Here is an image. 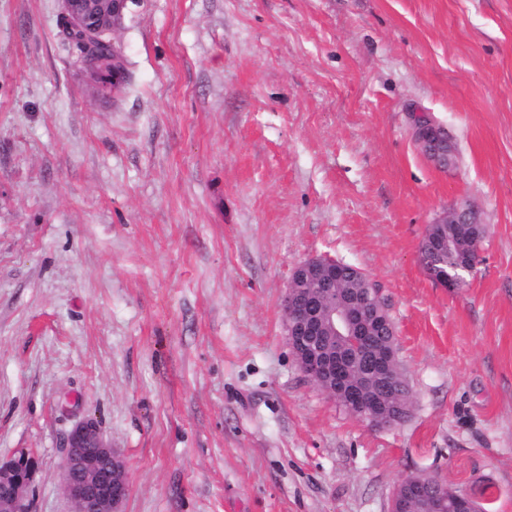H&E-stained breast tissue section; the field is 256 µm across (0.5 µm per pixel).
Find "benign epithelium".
<instances>
[{
    "mask_svg": "<svg viewBox=\"0 0 512 512\" xmlns=\"http://www.w3.org/2000/svg\"><path fill=\"white\" fill-rule=\"evenodd\" d=\"M60 17L85 36L93 23L122 14L127 0H60ZM82 70L101 90L106 64L98 57L80 61ZM415 140L422 150L440 163L448 162V131L429 117L414 119ZM443 224H478L477 213L465 203L441 220ZM344 263L331 258L311 257L294 270L285 296L287 339L300 369L331 397H336L348 370L341 355L364 342L374 345L381 369L390 373L391 387L377 382L372 399L365 402L349 395L344 406L355 416L378 429L392 428L410 414L396 388L407 385L395 351V325L381 313L380 293L369 289L354 312L339 297L336 282ZM36 462L21 454L0 461V512H31L29 489ZM61 488L76 506V512H123L129 494L126 466L118 449L107 444L96 423L79 424L68 438L61 465ZM390 512H481L467 493L448 499L445 488L433 475H407L397 485Z\"/></svg>",
    "mask_w": 512,
    "mask_h": 512,
    "instance_id": "7a95c632",
    "label": "benign epithelium"
}]
</instances>
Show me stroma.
I'll return each instance as SVG.
<instances>
[{
	"label": "stroma",
	"instance_id": "obj_1",
	"mask_svg": "<svg viewBox=\"0 0 512 512\" xmlns=\"http://www.w3.org/2000/svg\"><path fill=\"white\" fill-rule=\"evenodd\" d=\"M59 16L0 0V459L34 458L33 512H74L87 418L124 512H389L410 474L512 512V0H127L109 94ZM464 201L485 236L450 290L419 248ZM310 257L378 285L400 425L302 373L283 296ZM82 70L88 75V77L93 80L99 88L106 92V86L102 84L103 82L112 91V87H116L121 84L126 79V70L124 63L120 64V67L116 70H109L104 74L106 64L104 60L99 59L98 57H89L79 62ZM104 75V76H103ZM414 135L426 154L440 163L448 162V131L429 117L418 115L414 119ZM61 477L62 491L77 512H123L129 494L126 466L94 421L79 424L70 434Z\"/></svg>",
	"mask_w": 512,
	"mask_h": 512
}]
</instances>
